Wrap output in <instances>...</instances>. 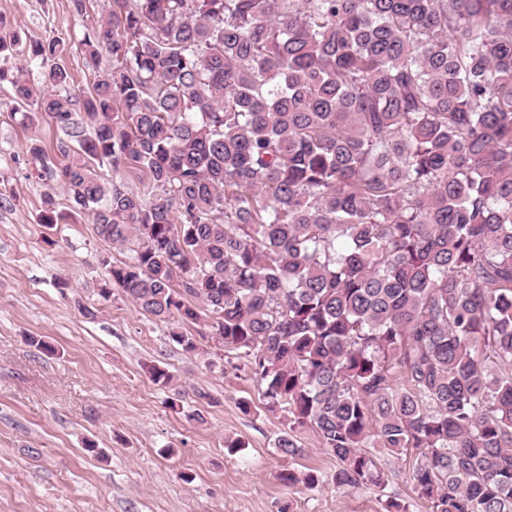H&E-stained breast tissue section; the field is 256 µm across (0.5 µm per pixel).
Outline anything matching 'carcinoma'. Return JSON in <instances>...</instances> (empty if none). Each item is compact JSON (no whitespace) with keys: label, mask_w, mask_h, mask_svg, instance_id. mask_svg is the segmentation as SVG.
I'll list each match as a JSON object with an SVG mask.
<instances>
[{"label":"carcinoma","mask_w":512,"mask_h":512,"mask_svg":"<svg viewBox=\"0 0 512 512\" xmlns=\"http://www.w3.org/2000/svg\"><path fill=\"white\" fill-rule=\"evenodd\" d=\"M79 46V119L28 78L71 81L59 39L1 31L0 82L67 136L73 210L138 241L102 299L204 323L336 484L411 448L431 512H512V0H113Z\"/></svg>","instance_id":"obj_1"}]
</instances>
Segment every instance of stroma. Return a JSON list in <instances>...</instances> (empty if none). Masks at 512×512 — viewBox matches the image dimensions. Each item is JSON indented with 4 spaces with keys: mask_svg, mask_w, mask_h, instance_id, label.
<instances>
[{
    "mask_svg": "<svg viewBox=\"0 0 512 512\" xmlns=\"http://www.w3.org/2000/svg\"><path fill=\"white\" fill-rule=\"evenodd\" d=\"M112 0H0V16L24 41L62 39L60 63L71 74L60 96L81 104L93 83L78 41L105 18ZM9 84L0 83V512H385L374 487L339 486L337 462L311 430L297 429L302 451L282 456L274 445L286 429L268 411L256 382L234 353L200 333L183 350L163 323L121 291L102 301L107 267L127 260L95 232L91 216L71 212L68 197L39 176L28 152L60 160L53 124L23 123ZM66 220L42 226L46 194ZM95 308L85 317L83 308ZM41 337L56 348L30 345ZM171 379L155 383L150 365ZM207 399H199V392ZM243 439L229 452L226 440ZM95 443L97 453L85 446ZM375 456L390 491L410 512H430L413 488L417 454ZM322 476L313 489L285 487V470Z\"/></svg>",
    "mask_w": 512,
    "mask_h": 512,
    "instance_id": "35a3bbf8",
    "label": "stroma"
}]
</instances>
